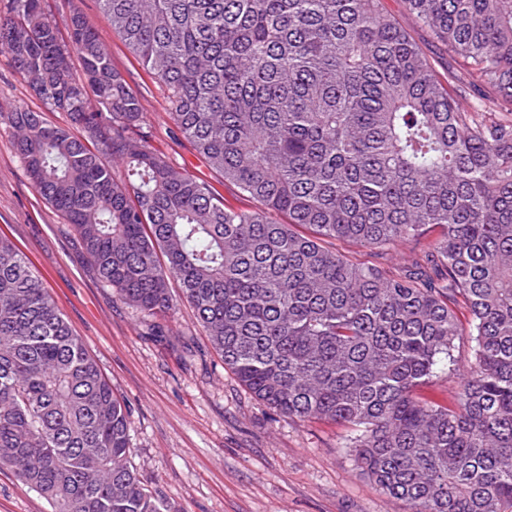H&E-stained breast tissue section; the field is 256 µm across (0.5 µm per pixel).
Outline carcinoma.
Here are the masks:
<instances>
[{
    "mask_svg": "<svg viewBox=\"0 0 512 512\" xmlns=\"http://www.w3.org/2000/svg\"><path fill=\"white\" fill-rule=\"evenodd\" d=\"M403 3L490 95L464 102L384 0H99L253 209L169 164L91 22L63 34L46 0H0V54L68 123L0 111V132L125 304L166 318L177 284L258 401L354 426L409 512H512V0ZM460 307L455 403L421 401L455 370ZM128 454L126 405L1 234L0 466L53 512H175Z\"/></svg>",
    "mask_w": 512,
    "mask_h": 512,
    "instance_id": "cac0c4a2",
    "label": "carcinoma"
}]
</instances>
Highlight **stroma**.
Instances as JSON below:
<instances>
[{"label":"stroma","instance_id":"1","mask_svg":"<svg viewBox=\"0 0 512 512\" xmlns=\"http://www.w3.org/2000/svg\"><path fill=\"white\" fill-rule=\"evenodd\" d=\"M58 23L78 9L113 66L137 93L155 148L175 168L208 183L225 203L248 202L212 170L168 116L166 88L116 33L97 0H47ZM385 8L440 72L466 68L403 0ZM42 110L0 55V109ZM0 231L33 261L72 330L129 410L130 460L149 489L177 512H408L361 474L347 443L351 426L298 422L267 408L225 368L193 308L172 288L173 313L143 317L97 278L70 225L33 189L9 134L0 135ZM0 512H51L48 502L0 468Z\"/></svg>","mask_w":512,"mask_h":512}]
</instances>
